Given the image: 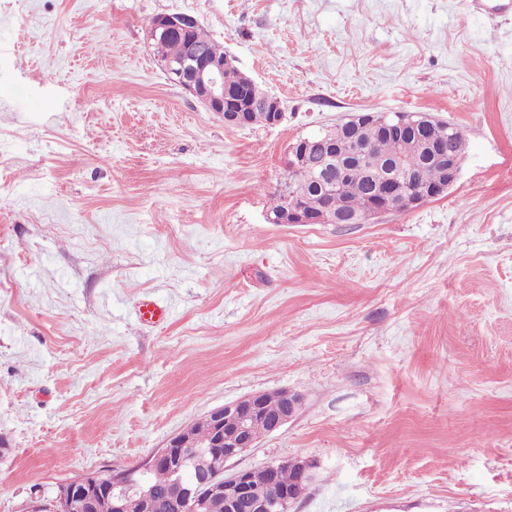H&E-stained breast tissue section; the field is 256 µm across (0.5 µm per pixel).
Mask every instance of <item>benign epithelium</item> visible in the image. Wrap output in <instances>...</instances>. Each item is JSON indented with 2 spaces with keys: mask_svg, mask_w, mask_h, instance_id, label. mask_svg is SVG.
Listing matches in <instances>:
<instances>
[{
  "mask_svg": "<svg viewBox=\"0 0 512 512\" xmlns=\"http://www.w3.org/2000/svg\"><path fill=\"white\" fill-rule=\"evenodd\" d=\"M198 24L196 18L186 14H169L156 17L152 22V33L168 37L186 38ZM234 65L233 57L210 58L191 42L186 43L184 54L176 60L164 61L168 78L191 93L208 111L224 119L227 127H242L247 124L244 112L224 90V68ZM253 88L256 101L262 112L268 115L265 123L277 125L283 118L281 100L263 91L252 79L247 78ZM449 138L433 133L431 150L437 156L448 157L447 180L439 186L419 188L409 196L403 195V182L409 181L411 171L405 165L406 156L401 155L379 168L371 192V202L365 217L338 214L327 208L319 215H312L295 199L286 200L284 209L277 216H266L271 224H365L368 221L392 212L402 203L416 206L447 192L458 179L463 159L448 149ZM317 142L308 138L293 143L289 149L288 167L296 170ZM279 400L284 407L276 414L266 411L268 402ZM304 398L288 390L264 391L240 400L232 401L212 410L205 420L209 422L213 439L205 449L192 456L187 449L194 446L190 425L173 436L165 448L151 460L149 467L164 464L170 467L174 483L179 492L174 497L176 512H205L209 498L221 495L231 512H284L297 501L316 478L314 460L296 456L286 460L294 468L296 480L288 489L279 484L280 463L271 462L260 469L264 474L267 496L256 501L250 498V482L255 470L240 469L217 480V474L207 466L206 460L221 457L229 460L255 446L250 436V425L263 418L269 433L281 430L300 412ZM130 474L102 477L88 474L60 485L52 500L49 512H150V507L159 496V491L144 484L135 487Z\"/></svg>",
  "mask_w": 512,
  "mask_h": 512,
  "instance_id": "benign-epithelium-1",
  "label": "benign epithelium"
}]
</instances>
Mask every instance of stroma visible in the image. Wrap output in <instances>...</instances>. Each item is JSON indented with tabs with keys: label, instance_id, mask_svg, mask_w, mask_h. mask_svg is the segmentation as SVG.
<instances>
[{
	"label": "stroma",
	"instance_id": "1",
	"mask_svg": "<svg viewBox=\"0 0 512 512\" xmlns=\"http://www.w3.org/2000/svg\"><path fill=\"white\" fill-rule=\"evenodd\" d=\"M195 17L278 97L225 127L150 37ZM425 112L443 197L270 224L288 149ZM152 300L170 315L139 323ZM298 416L225 473L304 456L288 512H512V13L467 0H0V512L149 463L253 393ZM198 24L196 18L186 14H169L156 17L152 22L154 37L159 32L168 37H179L182 40ZM248 83L253 88L256 101L261 112L268 115L265 124L276 125L279 124L283 118V108L281 100L263 91L259 85L249 76H246Z\"/></svg>",
	"mask_w": 512,
	"mask_h": 512
}]
</instances>
